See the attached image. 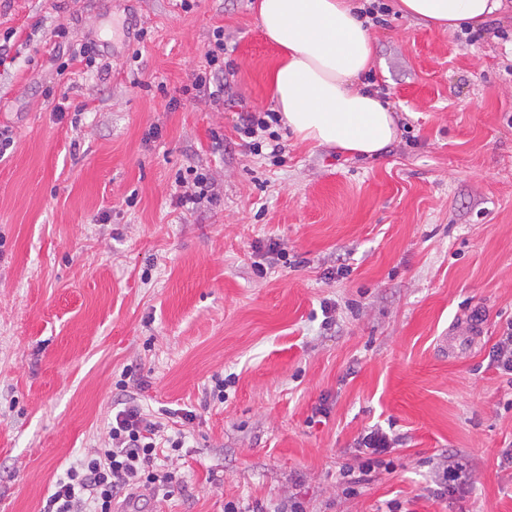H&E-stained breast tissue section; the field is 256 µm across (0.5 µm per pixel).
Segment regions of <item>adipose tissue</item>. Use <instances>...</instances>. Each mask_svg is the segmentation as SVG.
Here are the masks:
<instances>
[{
    "instance_id": "obj_1",
    "label": "adipose tissue",
    "mask_w": 512,
    "mask_h": 512,
    "mask_svg": "<svg viewBox=\"0 0 512 512\" xmlns=\"http://www.w3.org/2000/svg\"><path fill=\"white\" fill-rule=\"evenodd\" d=\"M403 16L454 31L475 29L504 0H399ZM260 25L279 51L271 81L285 126L301 141L373 156L396 138L388 101L354 82L374 47L353 0H258Z\"/></svg>"
}]
</instances>
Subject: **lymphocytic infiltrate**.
Returning <instances> with one entry per match:
<instances>
[{
    "mask_svg": "<svg viewBox=\"0 0 512 512\" xmlns=\"http://www.w3.org/2000/svg\"><path fill=\"white\" fill-rule=\"evenodd\" d=\"M213 43L207 51L208 71L193 74L188 84L176 89L170 99L172 107L199 100L202 97L218 99L224 87V72L232 68V61L224 60V31L215 29ZM276 113H247L240 128L250 153L269 150L278 157L282 147L272 124L278 123ZM177 206L196 209L203 202L214 201L211 182L206 172L188 168L175 180ZM124 399L112 417L103 446L94 449L77 465L69 467L64 476L56 479L42 507V512H114L120 498H132L139 490H148L154 496L169 498L179 491L183 481L170 461L185 444L183 433H168L166 425L157 417L146 414L138 402L143 383L131 371H123L117 383ZM396 437L382 428L366 431L354 448L355 466L342 470L346 493H354L362 477L384 468V459L396 444Z\"/></svg>",
    "mask_w": 512,
    "mask_h": 512,
    "instance_id": "1",
    "label": "lymphocytic infiltrate"
}]
</instances>
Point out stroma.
Segmentation results:
<instances>
[{"label": "stroma", "instance_id": "obj_1", "mask_svg": "<svg viewBox=\"0 0 512 512\" xmlns=\"http://www.w3.org/2000/svg\"><path fill=\"white\" fill-rule=\"evenodd\" d=\"M384 2L362 82L396 140L360 157L279 125L272 160L238 132L276 107L256 0H0V512H40L102 445L126 368L187 441L184 491L131 512H281L292 495L306 512H512V377L489 358L512 321V13L469 43ZM219 27L223 102L171 108ZM190 166L218 193L194 211L172 198ZM272 240L287 262L262 256ZM215 376L233 379L220 402ZM374 425L400 440L391 466L345 496ZM448 455L477 479L439 498Z\"/></svg>", "mask_w": 512, "mask_h": 512}]
</instances>
